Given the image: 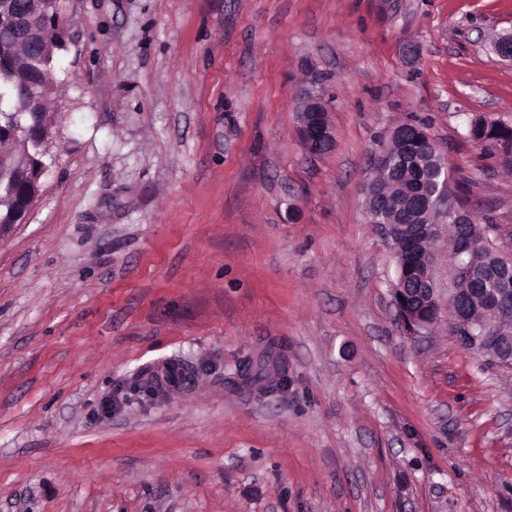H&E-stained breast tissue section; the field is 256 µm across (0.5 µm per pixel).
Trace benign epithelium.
Returning a JSON list of instances; mask_svg holds the SVG:
<instances>
[{
	"instance_id": "1",
	"label": "benign epithelium",
	"mask_w": 512,
	"mask_h": 512,
	"mask_svg": "<svg viewBox=\"0 0 512 512\" xmlns=\"http://www.w3.org/2000/svg\"><path fill=\"white\" fill-rule=\"evenodd\" d=\"M8 23L16 31L14 46L29 49L37 45L46 54L54 49L66 48L67 27L59 0H29L21 11L8 13ZM298 137L312 155L331 151L334 145L329 125L327 100L315 87L300 92ZM29 170L25 176L30 181L31 198L23 204L22 217H27L34 202L41 194V179L49 165L34 157L28 158ZM389 196L374 191L367 185L365 213L373 214L386 208ZM417 210L431 214L440 212L456 224L464 222L466 210L448 184L433 193L421 194L415 199ZM378 228L387 240H400L403 251L396 254L402 276L394 284L393 303L397 316L409 333L417 335L429 329L439 319L440 304L434 276L433 244L442 233V224H380ZM500 287L489 288L477 280L476 270H471L466 282L477 281L475 288H453L450 295L456 304L454 324L458 341L468 350L490 357L498 365L512 367V269L498 273ZM480 301L485 309L497 314V319L475 330L471 307Z\"/></svg>"
}]
</instances>
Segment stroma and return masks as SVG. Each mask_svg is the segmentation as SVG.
<instances>
[{"instance_id":"stroma-1","label":"stroma","mask_w":512,"mask_h":512,"mask_svg":"<svg viewBox=\"0 0 512 512\" xmlns=\"http://www.w3.org/2000/svg\"><path fill=\"white\" fill-rule=\"evenodd\" d=\"M61 5L56 164L0 241V512H512V368L403 330L363 212L421 124L512 256V172L467 137L512 125V0ZM300 99L297 134L302 145L312 155L330 152L334 140L327 120V100L314 86L303 88Z\"/></svg>"}]
</instances>
